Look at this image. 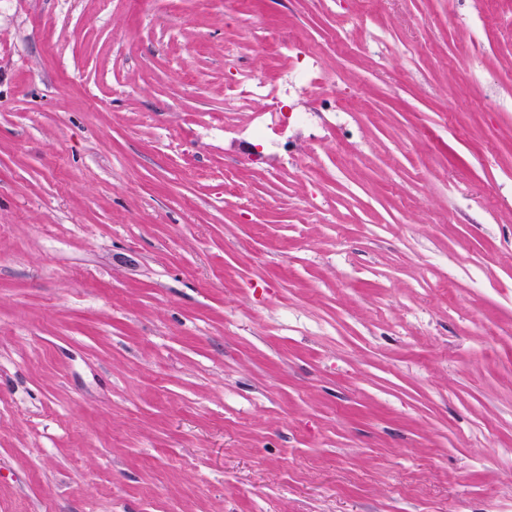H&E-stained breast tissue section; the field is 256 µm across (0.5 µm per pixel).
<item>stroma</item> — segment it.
<instances>
[{"instance_id": "obj_1", "label": "stroma", "mask_w": 512, "mask_h": 512, "mask_svg": "<svg viewBox=\"0 0 512 512\" xmlns=\"http://www.w3.org/2000/svg\"><path fill=\"white\" fill-rule=\"evenodd\" d=\"M0 0V512H512V0ZM278 32L359 93L224 100Z\"/></svg>"}]
</instances>
